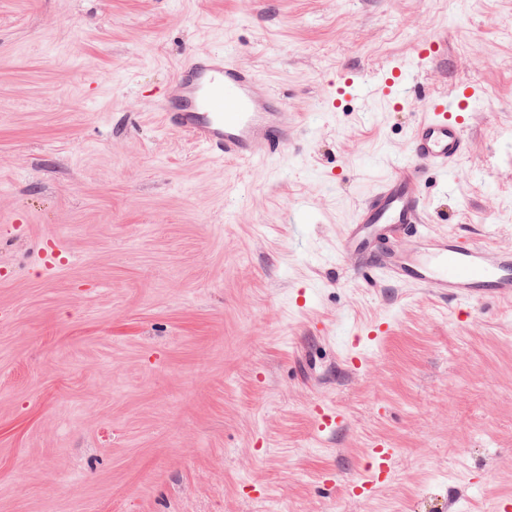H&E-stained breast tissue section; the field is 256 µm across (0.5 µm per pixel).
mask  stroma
<instances>
[{"mask_svg": "<svg viewBox=\"0 0 512 512\" xmlns=\"http://www.w3.org/2000/svg\"><path fill=\"white\" fill-rule=\"evenodd\" d=\"M199 51L299 113L280 156L229 162L164 125ZM397 60L404 110L323 109L345 72L368 84ZM465 84L482 90L470 153L425 176L427 218L512 249V0H0V512L512 498V301L370 287L341 251L431 96ZM318 405L343 424L318 432ZM378 441L393 476L353 497Z\"/></svg>", "mask_w": 512, "mask_h": 512, "instance_id": "1", "label": "stroma"}]
</instances>
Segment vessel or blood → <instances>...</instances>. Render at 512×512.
I'll return each mask as SVG.
<instances>
[{"instance_id": "b4317fda", "label": "vessel or blood", "mask_w": 512, "mask_h": 512, "mask_svg": "<svg viewBox=\"0 0 512 512\" xmlns=\"http://www.w3.org/2000/svg\"><path fill=\"white\" fill-rule=\"evenodd\" d=\"M407 68L395 63L378 76L375 94L400 107L409 94ZM478 96L461 86L453 97L433 98L429 112L415 123L409 140L411 164L396 166L365 201L343 240L353 277L371 284L383 278L435 291L454 301L512 299V250L452 233L428 237L425 203L419 188L423 169L445 173L469 152L467 128ZM164 118L193 136L210 152L233 161L253 162L280 155L299 124L295 112L272 93L254 70L220 52L194 53L173 79ZM413 242L404 255L389 246L394 235ZM395 451L387 444L372 448L367 475L352 482L350 494L366 498L391 476Z\"/></svg>"}]
</instances>
